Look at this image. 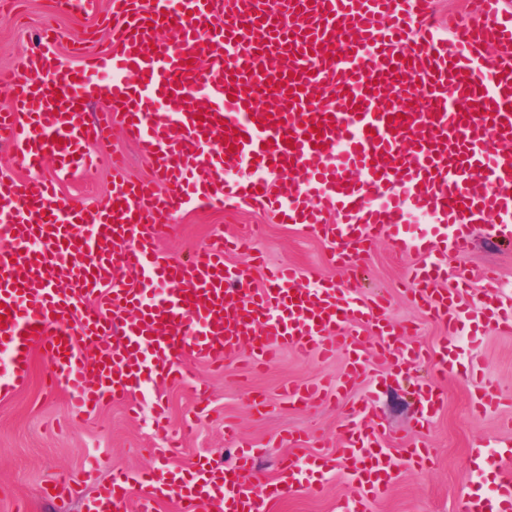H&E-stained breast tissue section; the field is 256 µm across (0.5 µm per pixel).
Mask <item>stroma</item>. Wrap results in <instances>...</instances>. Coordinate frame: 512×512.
I'll return each mask as SVG.
<instances>
[{"mask_svg": "<svg viewBox=\"0 0 512 512\" xmlns=\"http://www.w3.org/2000/svg\"><path fill=\"white\" fill-rule=\"evenodd\" d=\"M20 9L21 20L0 21V70L10 69L37 48L44 23H53L60 31V51L65 55L70 52L72 39L94 25L86 15L58 14L54 0H22ZM111 189L108 171L98 168L71 176L62 184L61 194L100 205ZM257 224L262 231L255 235V253L266 264L296 268L305 286L320 278L345 281V270L331 262L328 241L294 225L277 223L268 213L247 204L184 211L163 236L161 249L177 255L202 248L220 235L250 234ZM416 260L415 254L396 252L386 237L377 236L360 260L354 289L362 298L377 292L388 294L391 321L413 323L414 342L433 348L444 328L409 300L403 286V276ZM447 266L452 281L485 266L495 267L505 288L512 291V246L494 248L479 235L471 251L449 255ZM461 332L465 355L453 374L436 376L430 364L424 363L397 381L388 365L373 360L365 379L333 406H289L281 397V388L316 377L340 379L348 366L347 353L340 351L324 360L288 350L268 368L256 372L244 346L229 357L223 371H213L199 361L194 363L189 381L145 390L139 416L129 415L124 404L115 402L86 421L70 423L65 420L66 394L48 386L46 363L41 355H33L27 382L14 390L0 391V512H14L20 502L27 505L28 512H85L99 484L111 481L118 470L135 475L133 491L142 493L145 483L141 473L163 465L155 449L164 445L166 435L179 433L189 416L195 417L196 426L181 449L177 467L190 472L193 463L203 457L234 466L235 444L225 435V425L231 421L241 439L255 450V487L260 490L278 479L282 465H300L313 454L334 451L339 425L369 394L384 427V448L398 456L410 443L423 440L432 453L422 472L403 462L392 487L372 503L371 512H457L459 498L470 490L464 473L470 465L471 448L484 441L495 444L512 439V334L472 323L463 326ZM420 379L437 386L444 399L426 428L415 421L411 395L412 383ZM199 382L210 388L203 403L194 391ZM484 388L501 404L479 415L472 405ZM258 393L268 403L261 411L250 402ZM158 394L167 403L168 428L163 435L152 426V401ZM291 436L301 438L302 446H288L286 440ZM90 464L96 468V477L81 482L79 476ZM63 474L79 479L71 494L62 500L44 498L43 487ZM352 496L345 477L335 472L323 478L315 492H297L274 501L270 512H344Z\"/></svg>", "mask_w": 512, "mask_h": 512, "instance_id": "1", "label": "stroma"}]
</instances>
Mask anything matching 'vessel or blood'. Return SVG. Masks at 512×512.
I'll return each mask as SVG.
<instances>
[{
  "instance_id": "obj_1",
  "label": "vessel or blood",
  "mask_w": 512,
  "mask_h": 512,
  "mask_svg": "<svg viewBox=\"0 0 512 512\" xmlns=\"http://www.w3.org/2000/svg\"><path fill=\"white\" fill-rule=\"evenodd\" d=\"M467 19L443 29L431 0H110L111 47L63 60L46 28L38 48L0 73L13 92L0 111V143L22 167L53 158L55 177L0 178V387L29 378L33 353L73 412L138 406L146 383L183 381L190 362L223 366L241 343L261 368L278 352L330 355L351 364L341 382L291 384L288 404L330 401L366 375L360 334L374 330L384 358L404 368L429 360L452 372L460 325L512 333V296L493 269L477 272L480 306L439 289L445 257L468 251L477 224L512 241V0H465ZM104 101L94 120L87 99ZM121 129L151 160L150 179H128L112 154V191L92 207L59 186L92 164L91 143ZM241 202L280 223L332 242L345 263L390 234L419 261L409 272L414 300L448 327L434 351L405 341L387 321L385 299H363L333 280L303 287L293 269L269 270L264 287L225 261L246 247L217 238L179 257L158 236L188 208ZM424 217L430 232L403 224ZM98 354L88 359L84 344ZM424 422L442 401L416 389ZM361 422L343 424L335 453L285 465V496L316 490L309 471H342L355 489L350 512H369L397 474L380 445L371 401ZM251 449L223 468L198 461L193 486L169 484L179 512H269L251 477ZM490 494L472 493L459 512H512V448L475 451L468 484L485 473ZM99 496L109 512H156L159 494L131 497L115 474Z\"/></svg>"
}]
</instances>
